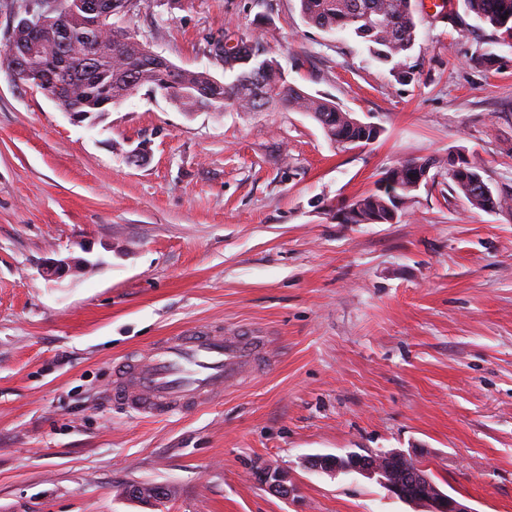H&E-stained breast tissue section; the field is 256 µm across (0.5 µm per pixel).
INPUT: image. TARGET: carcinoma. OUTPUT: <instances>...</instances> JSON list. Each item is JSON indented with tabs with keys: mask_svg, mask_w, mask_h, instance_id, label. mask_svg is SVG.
Segmentation results:
<instances>
[{
	"mask_svg": "<svg viewBox=\"0 0 512 512\" xmlns=\"http://www.w3.org/2000/svg\"><path fill=\"white\" fill-rule=\"evenodd\" d=\"M468 10L479 20L502 32L503 43L512 47V0H465ZM300 13L306 22L328 32H344L364 43L370 55L391 66L398 80L415 78L407 67L408 52L417 38V22L411 0H299ZM108 38L103 24L87 26L75 17L68 23V39L77 56L89 40ZM210 51L224 62V72L233 74L229 82L206 71L171 67L165 69L145 55V44L136 36L112 37V52L101 55L97 71L89 76L75 70L70 74L75 101L82 99L85 112L97 118L120 104L143 87L168 95L185 111L201 105L214 108L236 106L239 112L259 108H286L313 118L327 138L337 144H368L379 131L361 124L327 97L310 95L288 82L277 61L261 41L251 35L232 38L227 33L208 41ZM109 86L112 102L103 104L91 98L94 83ZM73 101V102H75ZM70 100L61 108L73 105ZM434 158L400 162L385 173L386 181L395 184L393 193L375 189L354 198L336 209L343 224H391L414 202L423 168H433ZM451 189L470 205L481 210L512 209V193L495 192L483 177L476 161L462 159L448 168Z\"/></svg>",
	"mask_w": 512,
	"mask_h": 512,
	"instance_id": "obj_1",
	"label": "carcinoma"
}]
</instances>
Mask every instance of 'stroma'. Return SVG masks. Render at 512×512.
Returning a JSON list of instances; mask_svg holds the SVG:
<instances>
[{
    "label": "stroma",
    "instance_id": "1",
    "mask_svg": "<svg viewBox=\"0 0 512 512\" xmlns=\"http://www.w3.org/2000/svg\"><path fill=\"white\" fill-rule=\"evenodd\" d=\"M21 2L0 0V512H416L302 464L386 451L473 512H512V210L472 208L441 167L396 223L330 216L408 159L461 153L512 189L500 31L463 0L451 21L412 0L403 84L299 0H138L123 16L219 79L209 37L257 35L289 82L380 127L347 150L299 112H186L145 87L74 122L7 66ZM66 258L90 266L44 277ZM201 324L267 330L266 366L194 411L113 402L114 360ZM266 464L294 496L258 482ZM136 482L169 485L166 507L121 497Z\"/></svg>",
    "mask_w": 512,
    "mask_h": 512
}]
</instances>
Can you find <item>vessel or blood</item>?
Segmentation results:
<instances>
[{
    "instance_id": "b4317fda",
    "label": "vessel or blood",
    "mask_w": 512,
    "mask_h": 512,
    "mask_svg": "<svg viewBox=\"0 0 512 512\" xmlns=\"http://www.w3.org/2000/svg\"><path fill=\"white\" fill-rule=\"evenodd\" d=\"M267 334L204 324L112 365V392L129 411L158 417L213 402L266 358Z\"/></svg>"
}]
</instances>
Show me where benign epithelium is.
<instances>
[{"label":"benign epithelium","instance_id":"1","mask_svg":"<svg viewBox=\"0 0 512 512\" xmlns=\"http://www.w3.org/2000/svg\"><path fill=\"white\" fill-rule=\"evenodd\" d=\"M38 5L39 9L30 7L18 16L16 27L25 31L26 38L18 43L11 41L8 44L11 74L17 82L35 79V83L44 87L46 96L57 103L71 93L63 68L76 66L92 70L100 58L99 44L87 43L83 56L77 60L72 59L65 40V16L59 14L56 0H38ZM77 5L88 22L95 25L105 21L109 30L118 34L127 32V29L117 21L121 13L112 10V0H78ZM47 14L58 15V22L55 25L57 39L54 62L48 67L36 59V50L45 43L44 17ZM71 269L72 261L69 258L51 260L45 265L42 273L48 279H58ZM305 467L330 474L355 472L365 475L407 503L427 505L428 512H472L461 501L441 492L429 476L421 472V467L412 456L399 451L370 456L357 453H348L344 456H314L305 460ZM410 476L424 487L422 494L410 495L403 492ZM258 479L266 488L281 497L287 498L294 491L288 473L276 466L268 465L261 469L258 472ZM167 494V487L160 484H141L126 490L127 496L148 504L166 500Z\"/></svg>","mask_w":512,"mask_h":512}]
</instances>
